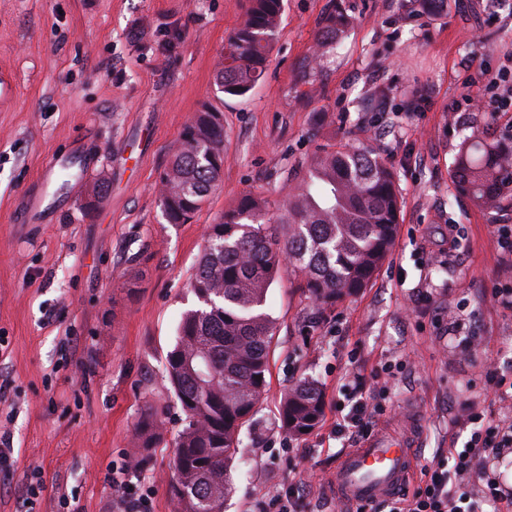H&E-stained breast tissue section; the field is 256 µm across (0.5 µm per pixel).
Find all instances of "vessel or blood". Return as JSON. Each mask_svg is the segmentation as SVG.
I'll use <instances>...</instances> for the list:
<instances>
[{"label":"vessel or blood","instance_id":"1","mask_svg":"<svg viewBox=\"0 0 512 512\" xmlns=\"http://www.w3.org/2000/svg\"><path fill=\"white\" fill-rule=\"evenodd\" d=\"M413 448L411 431L387 430L349 449L333 475L337 498L347 505L391 498L413 470Z\"/></svg>","mask_w":512,"mask_h":512}]
</instances>
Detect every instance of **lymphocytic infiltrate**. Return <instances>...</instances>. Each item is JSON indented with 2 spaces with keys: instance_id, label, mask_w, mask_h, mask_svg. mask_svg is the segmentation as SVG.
<instances>
[{
  "instance_id": "lymphocytic-infiltrate-1",
  "label": "lymphocytic infiltrate",
  "mask_w": 512,
  "mask_h": 512,
  "mask_svg": "<svg viewBox=\"0 0 512 512\" xmlns=\"http://www.w3.org/2000/svg\"><path fill=\"white\" fill-rule=\"evenodd\" d=\"M374 393L359 392L336 431L347 442L366 439L379 407ZM455 423L470 428L462 450L436 454L422 468V479L413 491H401L388 505V512H512V492L499 481L489 463L503 450L512 449V418L485 415L477 402L462 404Z\"/></svg>"
}]
</instances>
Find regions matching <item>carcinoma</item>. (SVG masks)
I'll return each mask as SVG.
<instances>
[{"label":"carcinoma","instance_id":"carcinoma-1","mask_svg":"<svg viewBox=\"0 0 512 512\" xmlns=\"http://www.w3.org/2000/svg\"><path fill=\"white\" fill-rule=\"evenodd\" d=\"M282 0H251L247 18L227 41L217 75L220 92L247 94L262 78L279 33ZM347 24L338 12L324 20L333 39ZM224 126L199 113L183 130L161 176L160 205L169 224H185L221 181ZM456 195L489 213L512 191V146L474 131L454 156ZM400 200L393 171L368 151L340 145L317 154L306 179L288 199L279 237L264 202L252 196L209 225L191 292L198 304L183 312L177 341L166 356L167 375L185 414L175 440L173 486L178 512H221L231 482L239 432L267 387L275 335L265 312L268 288L283 255L293 259L299 287L324 311L368 286L396 233ZM290 434L314 429L323 416L320 388L303 381L280 410Z\"/></svg>","mask_w":512,"mask_h":512}]
</instances>
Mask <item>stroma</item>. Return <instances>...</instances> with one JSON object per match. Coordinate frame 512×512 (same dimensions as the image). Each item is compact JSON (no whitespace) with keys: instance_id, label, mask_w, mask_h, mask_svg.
Masks as SVG:
<instances>
[{"instance_id":"obj_1","label":"stroma","mask_w":512,"mask_h":512,"mask_svg":"<svg viewBox=\"0 0 512 512\" xmlns=\"http://www.w3.org/2000/svg\"><path fill=\"white\" fill-rule=\"evenodd\" d=\"M249 0H0V72L16 92L0 106V431L14 464L0 473V512H114L112 484L137 428L160 434L133 479L147 512H176L175 439L185 416L165 359L208 225L244 196L277 218L311 159L345 143L378 155L396 176L395 245L370 284L317 315L283 265L266 310L275 321L267 388L240 434L222 512H275L270 497L300 489L298 512H336L330 474L347 446L336 419L354 395L349 374L388 367L379 424L412 422L415 464L464 444L452 408L501 404L486 391L465 340L512 375V312L486 297L512 287L488 214L456 197L450 166L465 135L512 107L471 83L479 69L512 74L505 0H283L265 73L243 97L218 93L229 36ZM349 23L316 54L321 21ZM211 107L224 125L219 187L192 220L166 223L159 184L180 134ZM53 158L80 185L60 190L43 219L22 205ZM108 190L96 194L99 183ZM459 243L449 249L448 235ZM430 295L438 316L419 313ZM317 382L320 423L293 436L280 407L299 381ZM411 420H404L407 408Z\"/></svg>"}]
</instances>
